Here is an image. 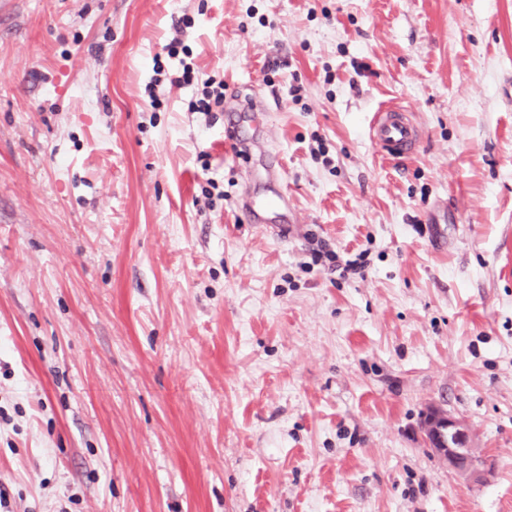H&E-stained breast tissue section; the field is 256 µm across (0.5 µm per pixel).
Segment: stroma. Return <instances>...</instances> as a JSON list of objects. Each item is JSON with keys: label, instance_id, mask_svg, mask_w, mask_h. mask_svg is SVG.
Instances as JSON below:
<instances>
[{"label": "stroma", "instance_id": "35a3bbf8", "mask_svg": "<svg viewBox=\"0 0 512 512\" xmlns=\"http://www.w3.org/2000/svg\"><path fill=\"white\" fill-rule=\"evenodd\" d=\"M389 107L422 128L402 162L368 137ZM431 405L483 483L427 448ZM0 489L512 512V0H0ZM224 102V84L211 80L204 83L202 97L192 103V108L199 112H212ZM260 209H276V210H288V198L284 195H275L271 200L262 201L258 205L246 202L243 205V215L247 222L251 224H260L262 219Z\"/></svg>", "mask_w": 512, "mask_h": 512}]
</instances>
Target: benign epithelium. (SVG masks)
Here are the masks:
<instances>
[{"mask_svg": "<svg viewBox=\"0 0 512 512\" xmlns=\"http://www.w3.org/2000/svg\"><path fill=\"white\" fill-rule=\"evenodd\" d=\"M422 430L427 447L436 452L449 468L475 483L484 480L481 463L471 448L470 431L462 420L430 407L425 413Z\"/></svg>", "mask_w": 512, "mask_h": 512, "instance_id": "1", "label": "benign epithelium"}]
</instances>
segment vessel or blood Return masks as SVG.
<instances>
[{
  "mask_svg": "<svg viewBox=\"0 0 512 512\" xmlns=\"http://www.w3.org/2000/svg\"><path fill=\"white\" fill-rule=\"evenodd\" d=\"M369 137L389 158L406 159L417 152L421 133L418 125L405 109L390 107L379 111L370 127ZM287 207V197L278 194L272 199L263 201L259 206L251 203L244 204L242 212L247 222L256 224L262 219V210H284Z\"/></svg>",
  "mask_w": 512,
  "mask_h": 512,
  "instance_id": "vessel-or-blood-1",
  "label": "vessel or blood"
}]
</instances>
